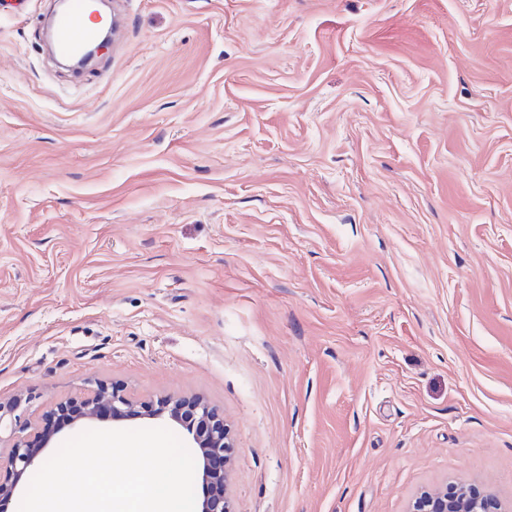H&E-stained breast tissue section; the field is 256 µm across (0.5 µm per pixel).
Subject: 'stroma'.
Here are the masks:
<instances>
[{
  "label": "stroma",
  "mask_w": 512,
  "mask_h": 512,
  "mask_svg": "<svg viewBox=\"0 0 512 512\" xmlns=\"http://www.w3.org/2000/svg\"><path fill=\"white\" fill-rule=\"evenodd\" d=\"M0 14V453L95 383L199 397L234 512L512 499V0ZM85 0H72L68 11L62 15L56 23V41L61 53L67 55L76 54L83 44L94 34L86 27H95L90 19L93 8L87 5L85 24ZM108 47V42L103 39L98 42V36L87 42L76 56L78 64H84L94 55L101 53ZM409 512H511L495 495L463 484H446L424 491L412 502Z\"/></svg>",
  "instance_id": "35a3bbf8"
}]
</instances>
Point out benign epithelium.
<instances>
[{
	"label": "benign epithelium",
	"instance_id": "obj_1",
	"mask_svg": "<svg viewBox=\"0 0 512 512\" xmlns=\"http://www.w3.org/2000/svg\"><path fill=\"white\" fill-rule=\"evenodd\" d=\"M107 47L108 42L104 39L87 42L77 55L78 63H86ZM135 416L165 417L169 422L185 427L197 448L199 474L209 488L198 512H233L227 474L234 444L224 418L200 398L162 397L154 403L138 402L113 386L99 383L84 399L59 403L48 415L52 425L42 428L32 440H16L8 456L0 459V466H6L14 476L20 477L38 463L41 447L50 442L58 429L94 420ZM409 512H512V505L504 504L489 492L452 484L422 492L412 502Z\"/></svg>",
	"mask_w": 512,
	"mask_h": 512
}]
</instances>
